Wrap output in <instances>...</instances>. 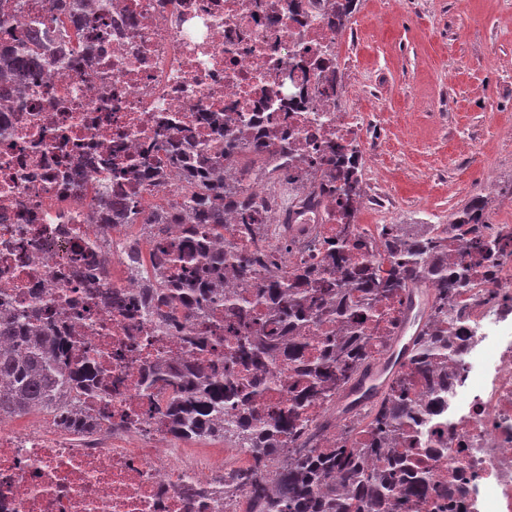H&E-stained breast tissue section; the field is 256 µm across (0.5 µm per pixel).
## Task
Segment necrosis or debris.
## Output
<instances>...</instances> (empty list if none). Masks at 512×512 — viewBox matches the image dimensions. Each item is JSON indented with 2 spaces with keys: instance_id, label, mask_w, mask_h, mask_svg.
<instances>
[{
  "instance_id": "4bbe7bcc",
  "label": "necrosis or debris",
  "mask_w": 512,
  "mask_h": 512,
  "mask_svg": "<svg viewBox=\"0 0 512 512\" xmlns=\"http://www.w3.org/2000/svg\"><path fill=\"white\" fill-rule=\"evenodd\" d=\"M91 18L60 0H0V49L15 47L47 16L60 27L42 64L0 113V305L52 314L62 331L92 346L105 367L107 400L82 393L85 432L52 414L19 427L0 418V512H253L249 449L189 447L158 409L184 394L150 389L162 360L220 363L223 345L200 351L184 336L201 329L195 310L121 313L88 296L144 299L161 243L190 241L181 226L156 235L165 215L199 189L183 156L184 136L208 158L266 231L278 275H291L313 241L336 222L323 173L336 144L348 145L361 175L376 168L377 144L362 113L338 106L363 98L336 55V0H94ZM250 125L262 152L225 153L205 123ZM168 160L157 161L156 142ZM79 171L82 190L59 174ZM154 167L134 187L142 223L113 219L104 202L131 188L116 166ZM93 266L78 268L79 252ZM455 362L434 402L417 386L414 405L431 413L417 437L431 477L414 512H512V265L480 270L453 312ZM133 346L119 360L116 350ZM111 420H103V406Z\"/></svg>"
}]
</instances>
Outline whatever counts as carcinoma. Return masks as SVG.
<instances>
[{
    "mask_svg": "<svg viewBox=\"0 0 512 512\" xmlns=\"http://www.w3.org/2000/svg\"><path fill=\"white\" fill-rule=\"evenodd\" d=\"M356 0L336 2V30H342L355 10ZM48 18L26 37V51L0 53V101L20 88L23 79L38 65L40 46L48 35ZM348 148L336 146V195L344 199V223L336 225V237L325 242L316 257L301 263L283 278L267 271V254L261 240L240 254H214L201 248L195 252H162L154 268L156 286L152 297L172 306L192 305L210 312L212 325L228 332L224 337V363L196 375L169 366L149 377L150 388H172L189 392V399L172 409L178 426L194 440L221 435L252 449V471L263 472L269 457L281 452L283 438H300L308 432L310 406L334 404L338 413L353 408L343 404L354 382L380 363L390 348L381 340V352L370 353L377 332L367 323L391 314L404 324L408 317L411 289L429 290L424 315L414 346L406 362L384 389L369 402L368 421L362 431L371 437L369 447L355 451L346 439L337 448L311 449L298 454L281 474L279 491L271 494L250 483L257 512H409L408 502L419 496L421 486L410 480L417 471L408 454L393 456L389 445L410 428V386L421 376L429 383L448 368V340L441 337L451 316V302L477 273L467 260H457L450 251L448 235L467 224H480L485 201L476 197L458 211L447 228L437 225L421 235L409 237L403 224H387L375 248L388 261L379 268L372 261L357 262L354 251L364 249L353 205L362 195ZM203 193L183 205V214L203 225L208 234L224 228V176L213 167L200 178ZM474 253L497 264L512 258L504 242L483 239ZM336 265V279L326 280L322 267ZM235 268L242 277L265 273L248 293L224 294V267ZM336 315L344 334L326 337L311 349L303 336H282L280 327L300 331L322 315ZM10 345L0 348V417L10 418L31 410L45 409L63 417L69 425L77 417L68 412L71 393L79 394L89 367L78 363L76 344L57 336L48 327H27L22 314L0 315V339ZM276 351L296 369L295 395L288 406L259 420L254 440L244 435L250 420L258 416L254 402L260 396L264 377L236 382L233 372L262 370L269 353Z\"/></svg>",
    "mask_w": 512,
    "mask_h": 512,
    "instance_id": "cac0c4a2",
    "label": "carcinoma"
}]
</instances>
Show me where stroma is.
<instances>
[{
  "instance_id": "1",
  "label": "stroma",
  "mask_w": 512,
  "mask_h": 512,
  "mask_svg": "<svg viewBox=\"0 0 512 512\" xmlns=\"http://www.w3.org/2000/svg\"><path fill=\"white\" fill-rule=\"evenodd\" d=\"M356 15L361 39L343 32L336 51L368 88L398 223H449L480 195L498 205L490 223L512 225V0H359Z\"/></svg>"
}]
</instances>
